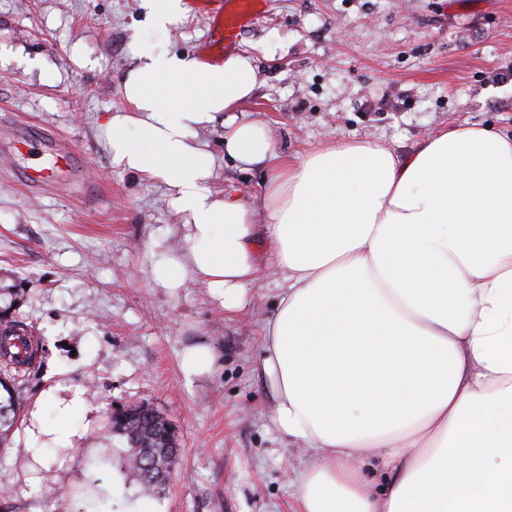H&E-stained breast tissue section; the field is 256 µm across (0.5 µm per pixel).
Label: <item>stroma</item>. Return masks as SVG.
<instances>
[{
	"mask_svg": "<svg viewBox=\"0 0 512 512\" xmlns=\"http://www.w3.org/2000/svg\"><path fill=\"white\" fill-rule=\"evenodd\" d=\"M212 18L187 9L167 31L141 0H0V311L22 321L37 358L21 417L0 449V512H126L140 501L113 434L114 409L148 404L174 425L178 466L154 512H291L308 457L269 421L261 329L278 292L267 277L248 310L226 314L198 283L164 288L153 267L183 260V219L167 187L112 164L101 125L126 109L134 42L209 63L224 58ZM237 51L261 84L244 112L286 157L345 138L411 150L442 126L512 131V0H269ZM50 135L79 154L64 185L33 183ZM202 139L217 192L260 194L263 174L224 155V125ZM204 347L211 372L185 378ZM82 391L59 421L55 402ZM70 445L26 446L34 405ZM212 353L206 349L193 348L187 350L182 358V371L186 378L197 376L209 371L214 365Z\"/></svg>",
	"mask_w": 512,
	"mask_h": 512,
	"instance_id": "stroma-1",
	"label": "stroma"
}]
</instances>
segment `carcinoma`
<instances>
[{
	"label": "carcinoma",
	"instance_id": "1",
	"mask_svg": "<svg viewBox=\"0 0 512 512\" xmlns=\"http://www.w3.org/2000/svg\"><path fill=\"white\" fill-rule=\"evenodd\" d=\"M8 324L13 342L6 345L0 340V391L5 392V396H0V440L16 423L19 410L16 383L36 356L34 348L23 356L13 351L14 340L23 338L27 329L20 321L10 320ZM165 420L159 413L150 418L132 417L125 423L118 419L112 421L113 432L126 441V465L144 496H157L164 491L165 486L155 482L158 469L169 473L175 464L176 454L171 449L178 447L177 435L166 432Z\"/></svg>",
	"mask_w": 512,
	"mask_h": 512
}]
</instances>
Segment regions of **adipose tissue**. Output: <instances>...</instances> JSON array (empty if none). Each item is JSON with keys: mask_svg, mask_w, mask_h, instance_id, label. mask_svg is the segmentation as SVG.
Segmentation results:
<instances>
[{"mask_svg": "<svg viewBox=\"0 0 512 512\" xmlns=\"http://www.w3.org/2000/svg\"><path fill=\"white\" fill-rule=\"evenodd\" d=\"M133 58L103 130L184 218V261L156 282L242 313L248 285L281 276L260 365L273 428L310 456L298 512H512V134L451 124L407 153L337 139L289 159L236 116L260 83L251 54ZM219 119L225 154L264 169L261 196L210 188L200 132Z\"/></svg>", "mask_w": 512, "mask_h": 512, "instance_id": "1", "label": "adipose tissue"}]
</instances>
